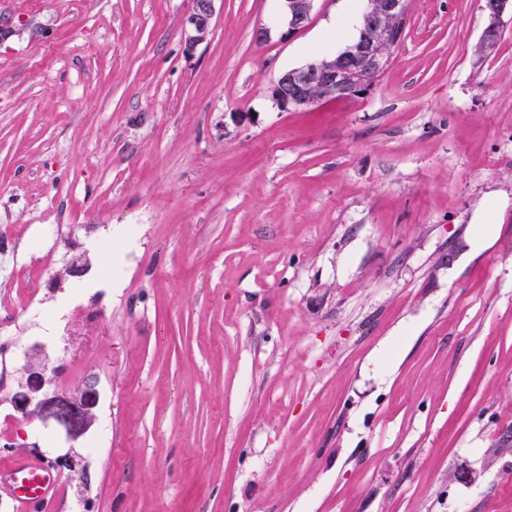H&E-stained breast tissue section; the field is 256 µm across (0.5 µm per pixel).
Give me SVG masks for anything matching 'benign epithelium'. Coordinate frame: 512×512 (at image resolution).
Wrapping results in <instances>:
<instances>
[{
	"instance_id": "7a95c632",
	"label": "benign epithelium",
	"mask_w": 512,
	"mask_h": 512,
	"mask_svg": "<svg viewBox=\"0 0 512 512\" xmlns=\"http://www.w3.org/2000/svg\"><path fill=\"white\" fill-rule=\"evenodd\" d=\"M215 0H192V11L182 30L186 49L194 50L207 40L215 15ZM283 18L288 30L299 32L311 18L316 0H281ZM360 37L347 52L329 59L314 60L305 66L284 73L273 87V97L283 109L305 108L320 101L344 98L353 91L371 89L386 64L384 47L401 29L407 0H364ZM512 12V0H492L484 7L486 23L481 43L489 46V34L503 28V16ZM35 372L28 391L17 397L18 408L37 413L63 426L71 435L83 434L91 423V403L87 395L40 393Z\"/></svg>"
}]
</instances>
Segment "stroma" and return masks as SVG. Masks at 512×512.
Returning a JSON list of instances; mask_svg holds the SVG:
<instances>
[{"label":"stroma","instance_id":"1","mask_svg":"<svg viewBox=\"0 0 512 512\" xmlns=\"http://www.w3.org/2000/svg\"><path fill=\"white\" fill-rule=\"evenodd\" d=\"M483 6L410 0L373 88L285 111L349 0L294 34L216 0L190 56V0H0V306L37 339L0 466L57 464L41 512H512V205L472 249L512 198V16L481 55ZM35 367L96 390L86 434L16 408Z\"/></svg>","mask_w":512,"mask_h":512}]
</instances>
